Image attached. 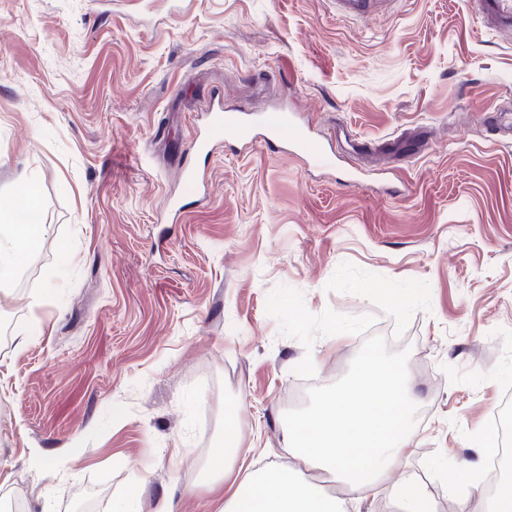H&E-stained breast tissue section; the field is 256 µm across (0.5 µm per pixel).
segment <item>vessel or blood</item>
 <instances>
[{"instance_id": "1", "label": "vessel or blood", "mask_w": 512, "mask_h": 512, "mask_svg": "<svg viewBox=\"0 0 512 512\" xmlns=\"http://www.w3.org/2000/svg\"><path fill=\"white\" fill-rule=\"evenodd\" d=\"M389 0H336L338 12L344 17L367 19L382 11ZM475 13L499 28H512V0H471ZM206 112L209 116L204 131L196 133L197 152H210L213 147L232 138L247 146L258 143L285 145L307 153L316 163H326L323 150L305 138L287 109L263 115L259 122L244 120L241 113L225 111L220 97H210Z\"/></svg>"}]
</instances>
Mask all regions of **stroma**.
Segmentation results:
<instances>
[{
  "mask_svg": "<svg viewBox=\"0 0 512 512\" xmlns=\"http://www.w3.org/2000/svg\"><path fill=\"white\" fill-rule=\"evenodd\" d=\"M288 105L321 166L191 151L212 92ZM512 33L468 0H0V205L45 231L0 292V497L25 512H206L226 408L236 466H285L288 424L369 349L418 401L398 473L490 456L512 389ZM425 152L407 157L396 139ZM206 172L205 198L180 169ZM182 198L174 217L168 202ZM344 336L332 335V328ZM389 0H336L338 12L343 17L371 18L383 10Z\"/></svg>",
  "mask_w": 512,
  "mask_h": 512,
  "instance_id": "obj_1",
  "label": "stroma"
}]
</instances>
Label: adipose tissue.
<instances>
[{
	"mask_svg": "<svg viewBox=\"0 0 512 512\" xmlns=\"http://www.w3.org/2000/svg\"><path fill=\"white\" fill-rule=\"evenodd\" d=\"M38 199L27 194L19 206L0 208V288H5L36 243L37 227L26 213ZM412 397L403 369L365 352L349 386L326 398L311 416L288 425V451L300 466H320L335 475L342 494H327L299 480L288 468L232 471L228 461L239 444L236 409L224 414V443L210 466L213 512H363L381 491H389L398 512H434L427 491L412 479L392 473L411 444Z\"/></svg>",
	"mask_w": 512,
	"mask_h": 512,
	"instance_id": "obj_1",
	"label": "adipose tissue"
}]
</instances>
